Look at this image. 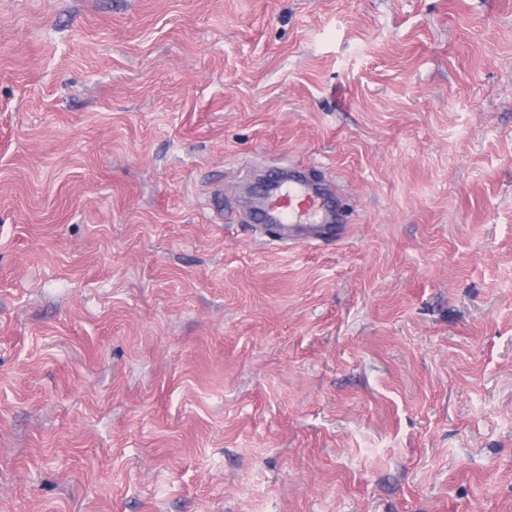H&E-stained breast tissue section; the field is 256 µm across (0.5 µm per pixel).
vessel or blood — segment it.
I'll return each instance as SVG.
<instances>
[{
	"mask_svg": "<svg viewBox=\"0 0 512 512\" xmlns=\"http://www.w3.org/2000/svg\"><path fill=\"white\" fill-rule=\"evenodd\" d=\"M249 207L264 237L287 244L336 239L348 222L331 184L314 169L292 165L263 175Z\"/></svg>",
	"mask_w": 512,
	"mask_h": 512,
	"instance_id": "vessel-or-blood-1",
	"label": "vessel or blood"
}]
</instances>
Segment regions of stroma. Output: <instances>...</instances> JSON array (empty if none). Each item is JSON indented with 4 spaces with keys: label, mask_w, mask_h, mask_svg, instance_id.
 Listing matches in <instances>:
<instances>
[{
    "label": "stroma",
    "mask_w": 512,
    "mask_h": 512,
    "mask_svg": "<svg viewBox=\"0 0 512 512\" xmlns=\"http://www.w3.org/2000/svg\"><path fill=\"white\" fill-rule=\"evenodd\" d=\"M0 512H512V0H0ZM249 207L263 237L287 245L336 240L348 223L337 192L311 168L290 165L263 175Z\"/></svg>",
    "instance_id": "35a3bbf8"
}]
</instances>
